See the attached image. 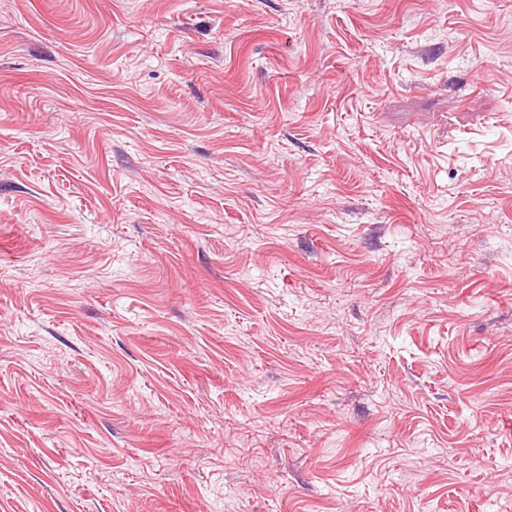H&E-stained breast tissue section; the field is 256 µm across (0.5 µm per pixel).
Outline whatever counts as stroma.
<instances>
[{"instance_id":"stroma-1","label":"stroma","mask_w":512,"mask_h":512,"mask_svg":"<svg viewBox=\"0 0 512 512\" xmlns=\"http://www.w3.org/2000/svg\"><path fill=\"white\" fill-rule=\"evenodd\" d=\"M0 512H512V0H0Z\"/></svg>"}]
</instances>
